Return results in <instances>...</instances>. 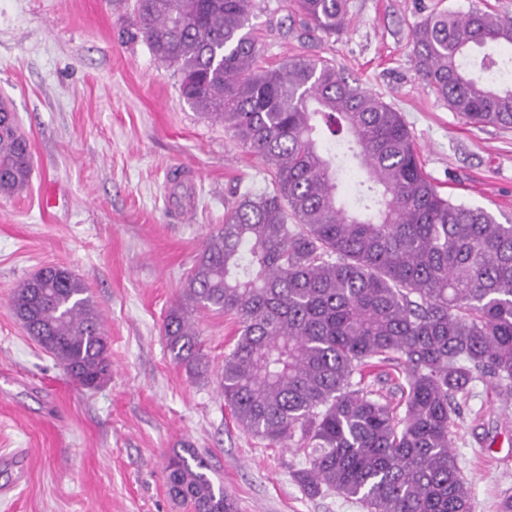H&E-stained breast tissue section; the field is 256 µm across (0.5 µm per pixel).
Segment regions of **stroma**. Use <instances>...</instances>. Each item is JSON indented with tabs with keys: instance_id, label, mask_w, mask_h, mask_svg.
I'll use <instances>...</instances> for the list:
<instances>
[{
	"instance_id": "stroma-1",
	"label": "stroma",
	"mask_w": 512,
	"mask_h": 512,
	"mask_svg": "<svg viewBox=\"0 0 512 512\" xmlns=\"http://www.w3.org/2000/svg\"><path fill=\"white\" fill-rule=\"evenodd\" d=\"M134 0H0V99L27 133L28 188L0 195V512H191L167 491L169 457H206L240 512H363L304 494L298 447L237 424L219 388L234 315L197 317L205 376L174 362L163 335L224 202L274 176L223 123L187 105L175 67L132 37ZM257 65L326 58L401 113L441 193L512 218V128L475 126L414 68L431 11L512 17V0H350L345 32L306 38L287 0H254ZM62 265L102 311L111 380L74 382L14 318L24 279ZM473 512L512 494V403L475 384L452 428Z\"/></svg>"
}]
</instances>
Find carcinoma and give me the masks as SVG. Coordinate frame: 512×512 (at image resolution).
Listing matches in <instances>:
<instances>
[{"instance_id":"obj_1","label":"carcinoma","mask_w":512,"mask_h":512,"mask_svg":"<svg viewBox=\"0 0 512 512\" xmlns=\"http://www.w3.org/2000/svg\"><path fill=\"white\" fill-rule=\"evenodd\" d=\"M347 2L291 5L305 34L336 36ZM253 10V0H135L132 36L176 66L185 103L275 173L272 191L224 202V224L165 318L167 347L202 374L193 312L236 315L224 401L247 432L303 446L307 494L333 491L367 512H472L451 426L477 382L512 398V224L442 194L402 115L332 61L258 68ZM500 46L512 47V19L434 12L414 31V66L466 121L512 128ZM354 161L362 177L345 198ZM30 176L29 140L1 101L0 195ZM10 308L78 385L110 380L100 313L68 268L22 281ZM376 360L404 376L402 415L354 380ZM166 470L170 496L192 512H238L195 450Z\"/></svg>"}]
</instances>
